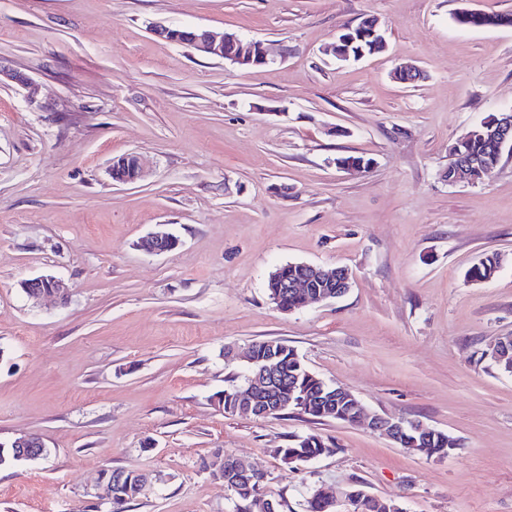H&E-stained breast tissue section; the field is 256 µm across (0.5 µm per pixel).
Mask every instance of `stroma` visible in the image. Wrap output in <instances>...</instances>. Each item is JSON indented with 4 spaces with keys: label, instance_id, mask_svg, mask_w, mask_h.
<instances>
[{
    "label": "stroma",
    "instance_id": "1",
    "mask_svg": "<svg viewBox=\"0 0 512 512\" xmlns=\"http://www.w3.org/2000/svg\"><path fill=\"white\" fill-rule=\"evenodd\" d=\"M512 0H0V442L45 457L0 467V512H109L106 468L151 474L128 512H235L216 453L262 472L279 512L352 485L404 512H512V375L482 353L512 336V153L475 185L445 182L450 146L512 109V27L459 25ZM376 19L383 52L324 53ZM264 41L242 68L165 42L152 25ZM412 61L423 77L395 81ZM144 156L137 183L114 160ZM370 158L338 169L341 155ZM179 241L148 254L140 240ZM503 257L491 279L468 270ZM347 267L343 296L284 312L270 273ZM51 274L67 303L32 299ZM372 412L448 434L443 458L361 426L224 413L218 398L259 340ZM316 434L329 454L275 450ZM5 82H10L15 84L21 90L25 91V97L29 100L30 103H34L36 101V87L33 81L25 74L2 67L0 65V85ZM501 263V255L498 252H484L478 262L469 270V275L475 281L491 279L499 271ZM20 288L30 298L54 296L57 299L67 298L65 283L53 275H41L21 282Z\"/></svg>",
    "mask_w": 512,
    "mask_h": 512
}]
</instances>
